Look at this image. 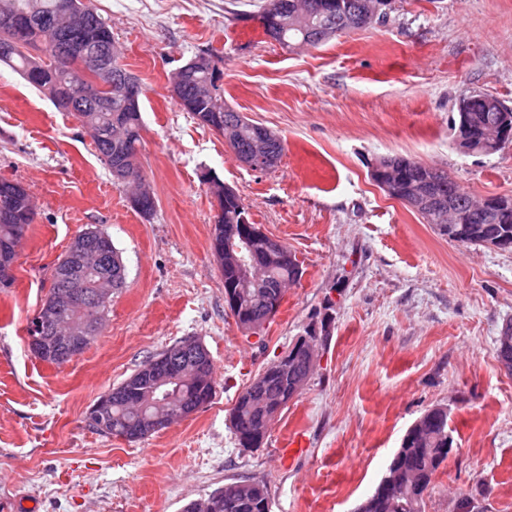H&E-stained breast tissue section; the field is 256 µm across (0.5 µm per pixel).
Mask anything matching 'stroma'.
Masks as SVG:
<instances>
[{
	"mask_svg": "<svg viewBox=\"0 0 512 512\" xmlns=\"http://www.w3.org/2000/svg\"><path fill=\"white\" fill-rule=\"evenodd\" d=\"M262 3L90 0L143 87L148 218L74 115L0 64V179L37 203L15 283L0 288V512H180L240 480L265 482L272 512H355L437 405L454 444L422 512H512V373L496 345L512 323V251L449 242L370 178L400 155L475 196L512 195V146L465 154L453 130L470 95L512 108V0H389L383 22L294 49L264 35ZM204 51L225 104L285 140L275 170L240 163L171 97L173 74ZM207 174L304 270L257 335L225 302ZM90 227L111 237L126 284L97 341L59 367L31 354L26 326L51 264ZM313 328L327 342L310 381L261 448H238L240 393ZM186 338L213 361L208 404L135 442L90 426L100 395Z\"/></svg>",
	"mask_w": 512,
	"mask_h": 512,
	"instance_id": "35a3bbf8",
	"label": "stroma"
}]
</instances>
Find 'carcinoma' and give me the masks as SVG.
I'll list each match as a JSON object with an SVG mask.
<instances>
[{
    "mask_svg": "<svg viewBox=\"0 0 512 512\" xmlns=\"http://www.w3.org/2000/svg\"><path fill=\"white\" fill-rule=\"evenodd\" d=\"M358 0H282V8L288 13L302 12L303 21L296 26L282 27L278 17L261 8L259 22L265 23V29L271 32L281 44L290 46L306 44V38L314 37L311 46L316 47L325 40L320 38L325 30L342 31L349 21L355 3ZM55 0H0V14L5 12L27 15L30 33L23 43L6 55L0 54V62L12 67L23 78H28L35 60L32 52H46L53 60V68L43 72L40 80H31L29 84L47 93L54 88L64 92L71 83L78 80L77 73L86 79H95L99 73L76 65V56L72 48L83 44L87 39H97L100 46L112 47V29L107 20L92 10L85 16L81 26H59L55 22L53 7ZM182 99L186 104L182 110L191 113L203 125L218 133L227 134V128L234 132L229 135L233 147L241 154L253 150L254 141L261 129L240 119V113L224 111V93H219L215 105L209 101H197L192 98L191 88H185ZM77 113L82 118L83 127L93 132L111 136V142L98 143L95 148L107 158L106 164L112 166L125 160L136 163L142 146L143 123L140 109L121 113V125L113 122L114 113L102 112L94 105H87ZM512 117V109L489 112L483 95L469 96L470 126L481 129L496 123L503 114ZM377 183H387L397 190L412 188L424 180H430L432 194L448 208V198H453L461 212L469 208L474 197L463 190L448 172L439 170L404 156H390L381 159V170L372 174ZM245 206L240 195L224 200V221L216 224L212 231V241H224L235 234L241 212ZM12 223L0 222V243L8 241L15 231H25L32 220L28 218L21 202H14L11 208ZM512 242V208L502 212L490 224H460L454 236L448 241L464 246H482L487 242ZM103 262L99 273L112 277V284L119 290L126 283V267L114 245L102 248ZM303 275L301 264L292 253H286L276 265L269 267L263 274V280L252 285L243 296L248 307L247 313L235 314L237 324L246 332L253 331V325L263 327L270 319L266 301L290 283L298 282ZM161 357L154 354L145 357L127 379L110 389L112 407L108 417V426L104 433L126 437L127 433L142 428L146 417L156 411L158 405L181 414L195 412L198 405L211 401L215 395L216 379L214 365L210 357L199 358L191 354L172 357V362L194 363L199 367L196 379L190 385L171 383L162 390L154 392L149 385L148 365ZM306 360L295 358L292 368L283 373L273 364H268L242 392L230 417L232 434L239 447L252 450L265 444L267 439L264 424L266 416L275 409H285L288 403L299 396L308 383ZM429 425L424 435L403 439L398 449L399 464L413 474L417 481L414 486L402 483L391 485L384 494L368 495L369 506L366 512H419L423 495L427 493L433 478L448 455L438 456L440 448L453 444L452 430L448 427V414L433 407L427 411ZM270 503L267 484L260 481L241 482L236 485L227 483L213 491L205 499L190 501L182 512H266Z\"/></svg>",
    "mask_w": 512,
    "mask_h": 512,
    "instance_id": "cac0c4a2",
    "label": "carcinoma"
}]
</instances>
